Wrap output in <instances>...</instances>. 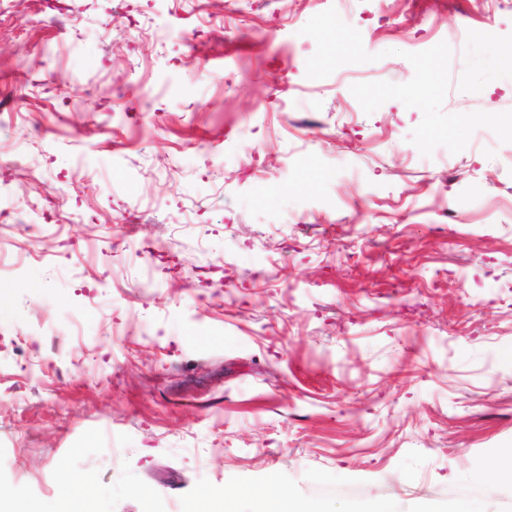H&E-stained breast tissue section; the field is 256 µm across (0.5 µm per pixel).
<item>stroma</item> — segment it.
<instances>
[{"instance_id":"stroma-1","label":"stroma","mask_w":512,"mask_h":512,"mask_svg":"<svg viewBox=\"0 0 512 512\" xmlns=\"http://www.w3.org/2000/svg\"><path fill=\"white\" fill-rule=\"evenodd\" d=\"M336 3L0 0V486L512 512V143L426 157L350 91L444 41V112L512 110V4L352 0L376 62L308 78Z\"/></svg>"}]
</instances>
